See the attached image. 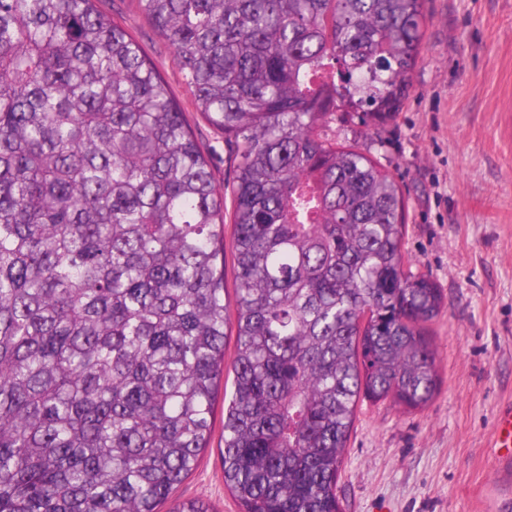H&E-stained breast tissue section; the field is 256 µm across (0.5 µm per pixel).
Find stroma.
I'll return each instance as SVG.
<instances>
[{
  "instance_id": "1",
  "label": "stroma",
  "mask_w": 512,
  "mask_h": 512,
  "mask_svg": "<svg viewBox=\"0 0 512 512\" xmlns=\"http://www.w3.org/2000/svg\"><path fill=\"white\" fill-rule=\"evenodd\" d=\"M121 17L187 113L224 179V140L197 114L168 45L136 0H99ZM412 89L372 155L406 193L403 250L445 308L431 324L441 378L407 411L359 404L337 493L343 512H512V472L494 446L512 403V0H425ZM224 408L198 467L178 487L216 512H239L224 485Z\"/></svg>"
}]
</instances>
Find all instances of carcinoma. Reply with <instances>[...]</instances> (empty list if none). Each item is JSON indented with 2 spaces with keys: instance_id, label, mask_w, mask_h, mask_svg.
Masks as SVG:
<instances>
[{
  "instance_id": "cac0c4a2",
  "label": "carcinoma",
  "mask_w": 512,
  "mask_h": 512,
  "mask_svg": "<svg viewBox=\"0 0 512 512\" xmlns=\"http://www.w3.org/2000/svg\"><path fill=\"white\" fill-rule=\"evenodd\" d=\"M137 6L224 134L222 181L97 0H0V512H158L208 446L226 369L240 512H342L359 401L421 409L440 384L445 300L403 252L402 187L327 134L394 120L424 0Z\"/></svg>"
}]
</instances>
